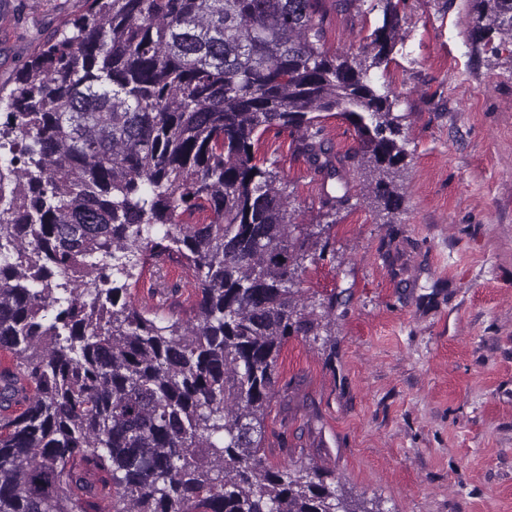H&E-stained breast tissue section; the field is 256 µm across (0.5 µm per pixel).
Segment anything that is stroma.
Returning <instances> with one entry per match:
<instances>
[{"mask_svg": "<svg viewBox=\"0 0 512 512\" xmlns=\"http://www.w3.org/2000/svg\"><path fill=\"white\" fill-rule=\"evenodd\" d=\"M85 0H0V90ZM327 46L359 53L368 29L328 0ZM402 43L373 71L397 97L403 203L383 223L367 181L345 165L325 214L288 133L257 146L324 258L303 263L306 293L337 295L328 341L289 338L265 420V454L314 465L384 512H512V64L475 48L469 0H406ZM128 294L188 319L197 299L178 254L149 258Z\"/></svg>", "mask_w": 512, "mask_h": 512, "instance_id": "35a3bbf8", "label": "stroma"}]
</instances>
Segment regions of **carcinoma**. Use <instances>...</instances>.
<instances>
[{
  "label": "carcinoma",
  "mask_w": 512,
  "mask_h": 512,
  "mask_svg": "<svg viewBox=\"0 0 512 512\" xmlns=\"http://www.w3.org/2000/svg\"><path fill=\"white\" fill-rule=\"evenodd\" d=\"M404 0L355 56L325 50L324 0H87L18 72L0 122V512H383L317 466L271 464L266 410L291 336L331 335L336 295L299 288L325 232L257 157L270 129L323 183L346 161L401 206L388 68ZM472 42L512 44V0H472ZM335 112L359 148L340 156ZM210 212L207 222L179 216ZM180 254L186 322L128 296L146 257ZM328 137L333 141L336 151L344 153L357 148L358 137L354 127L343 117L327 116L321 118Z\"/></svg>",
  "instance_id": "cac0c4a2"
}]
</instances>
